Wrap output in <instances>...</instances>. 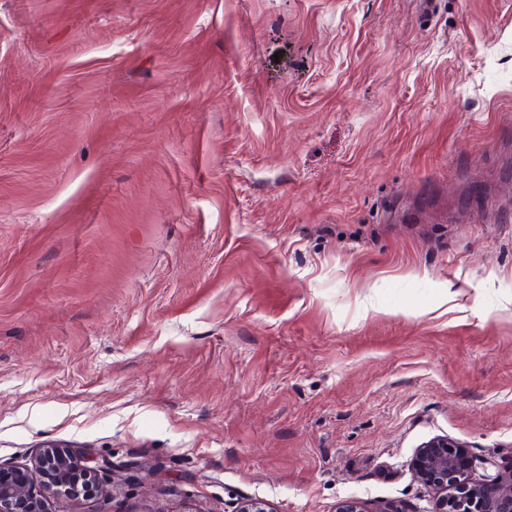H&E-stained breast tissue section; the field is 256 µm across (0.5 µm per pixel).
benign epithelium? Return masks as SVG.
<instances>
[{"label":"benign epithelium","instance_id":"obj_1","mask_svg":"<svg viewBox=\"0 0 512 512\" xmlns=\"http://www.w3.org/2000/svg\"><path fill=\"white\" fill-rule=\"evenodd\" d=\"M493 464L477 460L460 444L435 438L418 449L415 477L436 491L432 512H512V473L485 474L473 479L476 467ZM109 462L79 456L67 445H42L32 467L0 465V512H50L49 500L95 495Z\"/></svg>","mask_w":512,"mask_h":512}]
</instances>
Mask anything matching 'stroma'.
<instances>
[{"mask_svg":"<svg viewBox=\"0 0 512 512\" xmlns=\"http://www.w3.org/2000/svg\"><path fill=\"white\" fill-rule=\"evenodd\" d=\"M512 472V0H0V463L53 512H431ZM478 463L487 472L481 480L473 479ZM492 467L448 438L424 442L412 464L415 477L436 491L432 512H512V472L489 474ZM109 465L79 456L66 444L47 442L40 447L32 468L0 464V512H52L51 498L95 495Z\"/></svg>","mask_w":512,"mask_h":512,"instance_id":"obj_1","label":"stroma"}]
</instances>
